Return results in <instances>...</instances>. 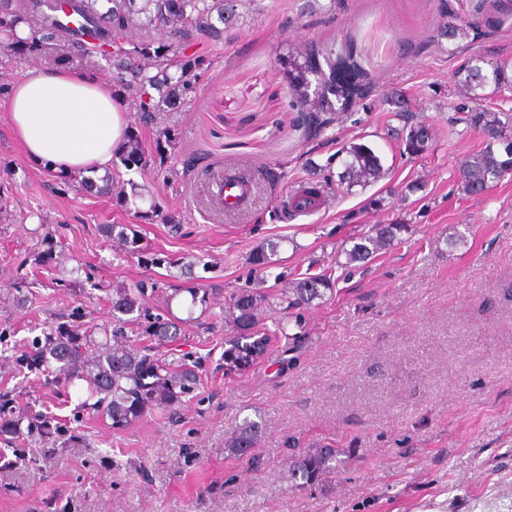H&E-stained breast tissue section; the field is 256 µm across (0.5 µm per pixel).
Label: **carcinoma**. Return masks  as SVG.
<instances>
[{
    "label": "carcinoma",
    "instance_id": "carcinoma-1",
    "mask_svg": "<svg viewBox=\"0 0 512 512\" xmlns=\"http://www.w3.org/2000/svg\"><path fill=\"white\" fill-rule=\"evenodd\" d=\"M236 0H0V55L9 60L39 57L52 68L81 67L89 71L109 70L113 86L123 98L140 100L139 122L130 126L119 155L127 168L145 170L164 167L165 147H172L179 138L174 127L161 129L164 143L148 148L140 128L153 125L158 114L176 112L195 92L205 60L189 48L199 40L224 42L225 29L235 16ZM27 25L30 37L19 40L16 28ZM137 26L158 30L159 37L148 36L130 49L117 47L105 54L99 46L112 43L116 28ZM444 36L450 40L482 36L479 26L462 21L451 25ZM314 63L303 70L293 59L289 81L293 96L302 106L300 120L309 133L317 136L332 122L331 115L343 110L336 106V79L325 76L320 53L309 48L301 55ZM457 83L473 103L470 110L456 118L466 128L485 137L479 151L465 156L460 165L458 189L464 194L480 195L489 188L491 179L512 176V149L503 138H512V112L491 110L480 104L476 90L493 83L497 92L512 93V74L508 65L481 56L460 66ZM156 91L152 96L150 91ZM393 116L401 123L394 130L404 145V152L419 156L429 149L431 137L425 127L414 121L404 101L392 98ZM345 153L341 183L351 188L367 186L386 176L380 157L363 143L352 142L342 147ZM405 223L375 224L360 234L351 248L342 250L345 261L338 266L349 268L365 263L380 251L402 240L409 232ZM128 252L146 266L164 263L158 255L147 254L137 238L124 239ZM278 243L268 250L253 254L254 265L264 270L275 266L271 256ZM262 276L257 287L248 288V302H239V293L229 296L224 319L230 333L224 336L225 359L238 361L246 356L262 354L270 336L297 339L288 333L290 321L275 320L274 330L260 328L264 314L310 306L323 300L332 291L331 277L322 274L294 283L291 287L270 289ZM156 284H136L105 296L112 306V324L102 328L83 321L79 308L61 312L46 325L41 335L23 345H13L14 361L21 373L45 377L51 386L76 387L83 399L80 408L108 418L112 428L122 429L149 413L170 412L193 395L199 377L200 362L180 363L166 360L160 348L176 341L178 324L155 313L148 303V292ZM142 337V343H131L128 336ZM20 390L0 391V437H22L33 448L50 451L64 448L77 435L61 419L20 406ZM259 425L247 419L236 427L227 441L225 451L242 455L249 443H257ZM293 471L308 483L326 482L336 476V449L307 448L294 461Z\"/></svg>",
    "mask_w": 512,
    "mask_h": 512
}]
</instances>
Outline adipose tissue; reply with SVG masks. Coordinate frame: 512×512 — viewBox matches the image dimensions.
Returning <instances> with one entry per match:
<instances>
[{"instance_id":"obj_1","label":"adipose tissue","mask_w":512,"mask_h":512,"mask_svg":"<svg viewBox=\"0 0 512 512\" xmlns=\"http://www.w3.org/2000/svg\"><path fill=\"white\" fill-rule=\"evenodd\" d=\"M7 103L27 157L51 173L97 177L126 138L125 103L111 84L80 70L31 72L12 84Z\"/></svg>"}]
</instances>
